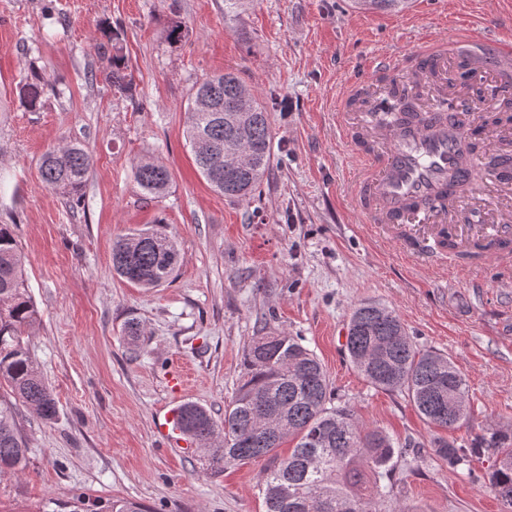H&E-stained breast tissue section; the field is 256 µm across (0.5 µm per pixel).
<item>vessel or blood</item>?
I'll use <instances>...</instances> for the list:
<instances>
[{"mask_svg": "<svg viewBox=\"0 0 512 512\" xmlns=\"http://www.w3.org/2000/svg\"><path fill=\"white\" fill-rule=\"evenodd\" d=\"M451 62L474 83L491 71L498 84L512 86V42L469 25L452 42L429 43L411 61L392 54L376 59L375 70L399 71L410 94L432 84L433 106L421 119L401 122L388 89L358 77L341 101L342 132L358 149V205L377 233L432 266H463L470 286L478 287L473 267L499 262L512 242V211L499 206L500 195L512 190V141H500L494 163L473 148L466 114L474 98L463 87L448 91ZM480 171L489 189L476 211L465 200ZM160 429L170 443L185 446L177 410L165 414Z\"/></svg>", "mask_w": 512, "mask_h": 512, "instance_id": "obj_1", "label": "vessel or blood"}]
</instances>
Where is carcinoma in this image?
I'll list each match as a JSON object with an SVG mask.
<instances>
[{
  "instance_id": "carcinoma-1",
  "label": "carcinoma",
  "mask_w": 512,
  "mask_h": 512,
  "mask_svg": "<svg viewBox=\"0 0 512 512\" xmlns=\"http://www.w3.org/2000/svg\"><path fill=\"white\" fill-rule=\"evenodd\" d=\"M98 53L108 61L105 79L114 90H132L122 54L121 34L108 29ZM47 82L35 76L19 84L18 96L37 110ZM186 137L199 172L227 198H242L262 184L273 157L268 106L232 72L198 83L187 106ZM512 121V95L503 91L498 107L483 124ZM92 157L84 145L70 142L41 159L43 182L72 202L82 196ZM142 192L158 199L168 192L171 175L158 163L133 168ZM176 242L151 226L116 239L112 270L140 288H158L175 274ZM38 310L28 294L23 258L13 225L0 224V475L26 464V442L18 429L11 398L52 420L56 399L32 359L25 335ZM345 349L353 368L372 386L407 395L429 425L448 431L464 426L471 407L465 376L448 356L419 349L400 318L372 303L350 314ZM245 375L218 424L207 409L186 402L179 407L183 431L208 452V466L268 457L273 466L261 477L266 512H388L395 448H411L386 431L363 422L347 404L333 405L328 375L302 338L282 330L255 336L244 352ZM295 441L288 457L274 452ZM496 449L490 488L505 509L512 508V436L477 437L468 448L438 440L435 453L456 468Z\"/></svg>"
}]
</instances>
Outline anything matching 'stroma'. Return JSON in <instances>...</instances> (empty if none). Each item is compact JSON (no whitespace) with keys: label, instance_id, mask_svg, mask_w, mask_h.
Returning <instances> with one entry per match:
<instances>
[{"label":"stroma","instance_id":"35a3bbf8","mask_svg":"<svg viewBox=\"0 0 512 512\" xmlns=\"http://www.w3.org/2000/svg\"><path fill=\"white\" fill-rule=\"evenodd\" d=\"M490 19L512 39V0H410L376 12L352 0H0V224L25 257L39 322L29 348L58 414L17 405L28 448L21 474L0 477V512H108L132 500L149 512H264L261 458L213 472L196 446L172 447L159 418L186 402L215 420L235 396L252 337L278 328L301 337L332 383L334 404L412 447L396 454L398 512H503L490 489L495 456L453 469L440 436L410 400L368 384L345 350L352 308L395 312L418 348L448 355L465 374L471 405L457 444L512 433V287L498 276L470 288L463 272L435 269L382 239L360 211L355 146L339 128L349 82L386 53L414 54L454 29ZM172 21L187 32L170 44ZM122 34L133 78L115 92L95 43ZM235 73L270 103L274 155L250 197L214 192L185 136L188 98L205 77ZM48 80L37 111L20 82ZM82 142L93 163L80 204L40 175L42 155ZM170 171L168 194L145 199L132 166ZM162 224L180 254L171 283L146 290L112 272V243ZM139 320L131 353L124 332ZM185 374L182 388L172 376Z\"/></svg>","mask_w":512,"mask_h":512}]
</instances>
